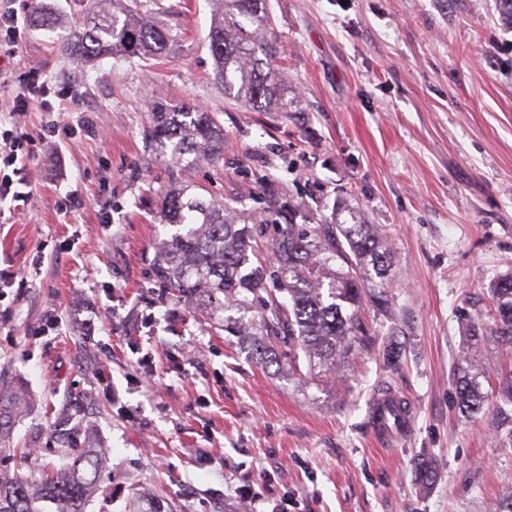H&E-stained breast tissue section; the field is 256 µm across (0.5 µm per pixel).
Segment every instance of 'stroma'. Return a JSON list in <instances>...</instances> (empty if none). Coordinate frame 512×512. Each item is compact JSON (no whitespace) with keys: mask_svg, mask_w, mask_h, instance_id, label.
Instances as JSON below:
<instances>
[{"mask_svg":"<svg viewBox=\"0 0 512 512\" xmlns=\"http://www.w3.org/2000/svg\"><path fill=\"white\" fill-rule=\"evenodd\" d=\"M163 54L78 65L30 27L19 68L71 81L81 132L36 144L32 190L0 223V381L24 390L0 467L55 471L70 448L107 451L87 512H494L512 493V441L467 416L452 371L466 318L512 272V25L495 0H269L290 103L261 112L213 78L209 0H140ZM216 112L224 158L194 174L260 224H321L348 206L390 238V314L339 373L265 367L209 310L153 273L160 192L176 178L148 142V105ZM402 357L388 365L384 351ZM392 389L408 432L377 438L370 402Z\"/></svg>","mask_w":512,"mask_h":512,"instance_id":"1","label":"stroma"}]
</instances>
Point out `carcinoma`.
I'll return each instance as SVG.
<instances>
[{
	"label": "carcinoma",
	"instance_id": "carcinoma-1",
	"mask_svg": "<svg viewBox=\"0 0 512 512\" xmlns=\"http://www.w3.org/2000/svg\"><path fill=\"white\" fill-rule=\"evenodd\" d=\"M208 35L216 62L215 80L224 93L263 112H286L280 76L274 67L276 45L263 33L271 29L266 0H211ZM139 0H82L80 17L65 25L34 6L38 26L59 30L65 52L80 62L115 53L158 56L166 33L140 13ZM156 150L173 171L188 173L199 163L224 156V127L216 115L191 104L155 100L150 107ZM161 222L176 228L158 249L156 278L186 300L228 312L224 332L253 338L259 363L277 365L288 348V367L300 372L320 367L339 371L342 361L370 340L361 311L366 301L389 310L388 275L393 251L375 224L354 210H338L332 224H280L272 239V261L253 264L252 242L262 230L251 216L207 199L200 186L183 179L161 192ZM493 305L488 332L512 347V274L490 285ZM252 310L248 321L230 311ZM453 373L458 405L478 414L487 404L480 376L483 363L471 346ZM23 394L0 385V443L11 432ZM106 453L81 450L60 469L28 482L0 469V512H85L98 489Z\"/></svg>",
	"mask_w": 512,
	"mask_h": 512
}]
</instances>
